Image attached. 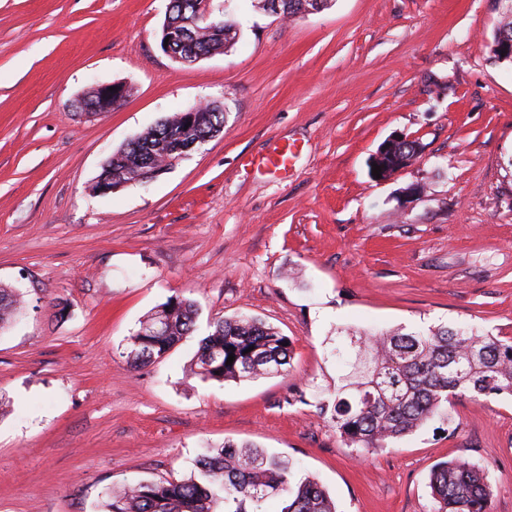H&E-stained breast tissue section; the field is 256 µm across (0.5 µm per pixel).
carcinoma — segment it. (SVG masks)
I'll return each mask as SVG.
<instances>
[{
    "instance_id": "carcinoma-1",
    "label": "carcinoma",
    "mask_w": 512,
    "mask_h": 512,
    "mask_svg": "<svg viewBox=\"0 0 512 512\" xmlns=\"http://www.w3.org/2000/svg\"><path fill=\"white\" fill-rule=\"evenodd\" d=\"M237 36L235 22L199 33L188 51L210 55ZM224 112L197 106L174 114L131 138L106 159L94 191L136 182L153 168L171 166L187 148L219 135ZM23 310L19 295L0 286V330ZM197 308L175 296L158 306L130 336L128 362L146 365L165 358L193 336ZM289 338L258 318L240 315L218 320L200 340L195 374L204 380H249L288 372ZM235 356L226 364L228 356ZM340 374L329 397L317 401L350 448L365 455L388 448L435 418L449 419L448 405L459 397L480 403L491 396L512 397V338L493 336L473 325L428 331L346 333L336 336ZM290 463L250 444L226 442L210 449L179 480L139 481L106 495L100 512H266L281 497V512H336L322 485L306 477L295 484ZM432 512H488V474L463 458L437 465L430 478Z\"/></svg>"
}]
</instances>
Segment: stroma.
Here are the masks:
<instances>
[{"mask_svg":"<svg viewBox=\"0 0 512 512\" xmlns=\"http://www.w3.org/2000/svg\"><path fill=\"white\" fill-rule=\"evenodd\" d=\"M169 0H0V512H98L107 492L189 475L204 447L251 442L315 477L336 512H431L436 464L486 467L512 512V398L456 399L358 459L316 409L340 328L474 324L512 337V67L488 45L500 0H331L285 19L213 0L239 34L186 67L159 31ZM121 82L119 107L75 101ZM224 130L152 183L93 195L105 159L176 110ZM402 133L424 150L369 172ZM293 145L287 169L264 160ZM173 296L193 337L130 366L141 320ZM253 315L292 340L287 374L202 381L210 323ZM402 140L411 139H409L408 136L404 134L395 135L392 138L383 142L379 146L377 152L373 155L370 164L371 172L373 163H376L377 166H381V178H379L380 180L386 179L387 177L391 176L400 169H403L411 161V159H394L392 162L386 160L387 151L389 149L390 144ZM23 310V303L13 288L0 284V330L15 321Z\"/></svg>","mask_w":512,"mask_h":512,"instance_id":"stroma-1","label":"stroma"}]
</instances>
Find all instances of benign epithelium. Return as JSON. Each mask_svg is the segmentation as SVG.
I'll return each instance as SVG.
<instances>
[{"label": "benign epithelium", "instance_id": "1", "mask_svg": "<svg viewBox=\"0 0 512 512\" xmlns=\"http://www.w3.org/2000/svg\"><path fill=\"white\" fill-rule=\"evenodd\" d=\"M210 22L213 27L224 26V15H215L212 8V0H191V7L182 9L173 19L167 18L162 26L160 46L162 51L171 56L175 61L191 66L201 59L203 56L189 54H180L176 52V44H187L190 39L196 37V33L200 31V26L205 22ZM129 95V88L121 83L115 84V90H110V85H101V98L99 104L92 108L84 106L83 98L76 100V108L81 112H107L111 109L110 102L114 98H125ZM408 139L404 134H398L383 142L377 152L373 155L371 162L381 166V178L385 179L400 169L404 168L409 160L395 159L391 162L386 160L387 151L390 144Z\"/></svg>", "mask_w": 512, "mask_h": 512}]
</instances>
